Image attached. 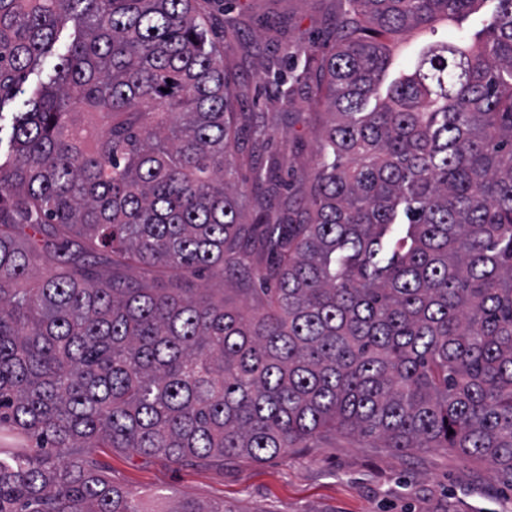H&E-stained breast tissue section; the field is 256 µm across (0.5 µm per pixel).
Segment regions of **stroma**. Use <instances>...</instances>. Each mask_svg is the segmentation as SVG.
Returning <instances> with one entry per match:
<instances>
[{"instance_id":"stroma-1","label":"stroma","mask_w":512,"mask_h":512,"mask_svg":"<svg viewBox=\"0 0 512 512\" xmlns=\"http://www.w3.org/2000/svg\"><path fill=\"white\" fill-rule=\"evenodd\" d=\"M209 31L232 78L238 111H287L276 93L254 73L270 51H298L324 42L340 0H200ZM241 20V30L224 25ZM275 127L262 157L276 156L298 177L309 173L320 143L322 122L309 113H289ZM249 194L246 222L257 215L288 216L287 189L253 197L251 173L236 174ZM96 454L114 484L134 490L146 512H167L178 501L224 504L229 512H512V485L486 461L462 458L439 448L398 452L368 448L354 436H330L310 448L261 462L187 466L107 448Z\"/></svg>"}]
</instances>
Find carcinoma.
Returning <instances> with one entry per match:
<instances>
[{"mask_svg": "<svg viewBox=\"0 0 512 512\" xmlns=\"http://www.w3.org/2000/svg\"><path fill=\"white\" fill-rule=\"evenodd\" d=\"M479 2L344 0L333 52L267 58L258 79L330 119L311 193L247 224L239 121L257 146L287 113L235 111L196 0H0V121L78 22L0 153V512H141L95 448L261 462L354 435L512 483V0L442 33ZM248 157L269 192L280 161ZM130 266L228 271L258 307ZM76 30L77 29L73 21L69 22L64 28L60 35V39L55 46L53 54L48 56L43 63L41 78H44L49 74H53L54 65L57 63V56L65 51V48L72 41Z\"/></svg>", "mask_w": 512, "mask_h": 512, "instance_id": "obj_1", "label": "carcinoma"}]
</instances>
